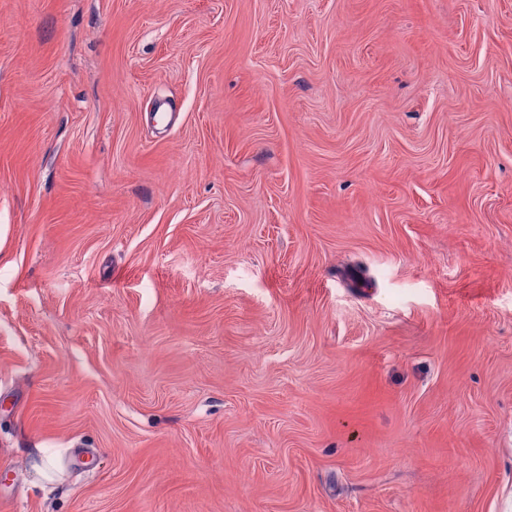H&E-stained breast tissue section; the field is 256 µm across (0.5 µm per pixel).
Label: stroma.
Masks as SVG:
<instances>
[{"mask_svg": "<svg viewBox=\"0 0 512 512\" xmlns=\"http://www.w3.org/2000/svg\"><path fill=\"white\" fill-rule=\"evenodd\" d=\"M0 512H512V0H0ZM34 480L33 485L43 481L60 479L63 472L62 464L54 457L48 456L44 448H32L28 452Z\"/></svg>", "mask_w": 512, "mask_h": 512, "instance_id": "obj_1", "label": "stroma"}]
</instances>
